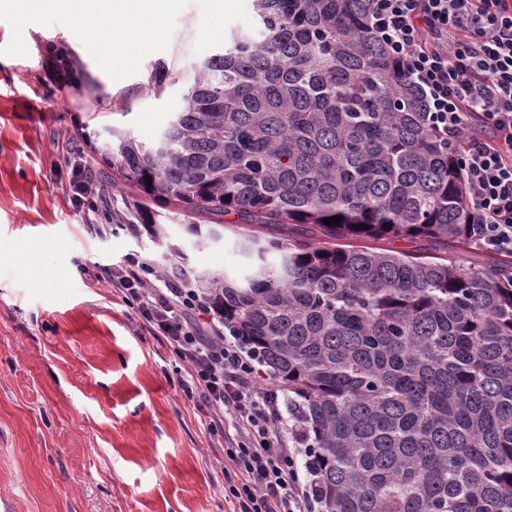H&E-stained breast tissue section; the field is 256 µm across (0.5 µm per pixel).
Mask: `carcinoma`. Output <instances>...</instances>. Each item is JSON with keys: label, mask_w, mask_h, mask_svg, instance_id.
Here are the masks:
<instances>
[{"label": "carcinoma", "mask_w": 512, "mask_h": 512, "mask_svg": "<svg viewBox=\"0 0 512 512\" xmlns=\"http://www.w3.org/2000/svg\"><path fill=\"white\" fill-rule=\"evenodd\" d=\"M369 3L255 0L260 39L201 64L160 146L114 130L103 161L243 258L205 295L288 395L320 512H512V256H453L476 249L457 144Z\"/></svg>", "instance_id": "cac0c4a2"}]
</instances>
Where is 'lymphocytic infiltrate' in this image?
<instances>
[{
  "label": "lymphocytic infiltrate",
  "mask_w": 512,
  "mask_h": 512,
  "mask_svg": "<svg viewBox=\"0 0 512 512\" xmlns=\"http://www.w3.org/2000/svg\"><path fill=\"white\" fill-rule=\"evenodd\" d=\"M372 28L402 77L421 92L432 124L459 142L471 191L472 235L512 254V0H373ZM147 264L112 272V288L184 366L183 391L224 436L234 512H315L302 476L288 400L255 379L256 358L226 335L191 280L149 285Z\"/></svg>",
  "instance_id": "1"
}]
</instances>
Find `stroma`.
<instances>
[{
	"instance_id": "obj_1",
	"label": "stroma",
	"mask_w": 512,
	"mask_h": 512,
	"mask_svg": "<svg viewBox=\"0 0 512 512\" xmlns=\"http://www.w3.org/2000/svg\"><path fill=\"white\" fill-rule=\"evenodd\" d=\"M200 8L178 16L166 51L112 81L66 27L28 25L27 56L0 55V501L8 512H233L224 495V439L178 384L181 364L112 294L110 269L136 254L155 276H238L222 243L195 247L183 216L166 213L170 244L125 222L128 193L102 154L118 129L153 142L205 56ZM64 46L71 84L53 83L44 51ZM170 74L157 87L158 66ZM84 153L98 215L70 202ZM177 252H170V245ZM34 265L39 277L26 267Z\"/></svg>"
}]
</instances>
